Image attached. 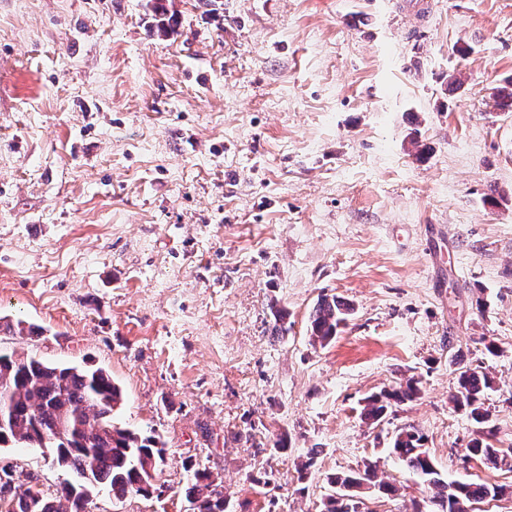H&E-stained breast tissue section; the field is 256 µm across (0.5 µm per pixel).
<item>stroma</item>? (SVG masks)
I'll use <instances>...</instances> for the list:
<instances>
[{"label":"stroma","mask_w":512,"mask_h":512,"mask_svg":"<svg viewBox=\"0 0 512 512\" xmlns=\"http://www.w3.org/2000/svg\"><path fill=\"white\" fill-rule=\"evenodd\" d=\"M410 2L166 0L165 37L150 0H0V320L43 330L0 351L103 367L115 423L166 449L150 497L101 486L87 512H192L196 469L232 512H319L369 460L398 492L367 512H412L408 424L446 480L505 486L472 512H512V469L463 462L479 429L448 402L459 354L512 447V0ZM324 295L354 311L320 346ZM4 464L47 496L67 478L43 448ZM420 394L418 381L411 378L400 382L378 394L369 396L365 401L364 417L372 424L383 421L388 409L393 405H401L413 401Z\"/></svg>","instance_id":"obj_1"}]
</instances>
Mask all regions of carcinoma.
<instances>
[{
	"instance_id": "cac0c4a2",
	"label": "carcinoma",
	"mask_w": 512,
	"mask_h": 512,
	"mask_svg": "<svg viewBox=\"0 0 512 512\" xmlns=\"http://www.w3.org/2000/svg\"><path fill=\"white\" fill-rule=\"evenodd\" d=\"M495 106L512 112V78L496 95ZM352 312V305L340 296L320 297L310 314V337L321 345L330 343ZM452 363L457 366V383L449 401L476 423H486L484 405L491 379L462 364L458 355ZM419 394L417 380L400 382L369 396L364 417L379 424L390 407L411 402ZM122 402V389L101 367L50 365L32 356L0 354V447L49 448L57 465L70 473L50 498L26 485L23 474L1 466L0 507L5 512H86L89 493L99 484L109 486L117 500L131 492L149 496L154 472L165 461L164 443L152 434L116 426L113 416ZM494 438L495 432L487 431L466 448V457L495 466L505 462L508 454L493 443ZM391 452L430 490L423 499L428 512H470L473 502L504 492L498 485L447 482L425 447L424 433L413 424L394 435ZM327 483L330 493L321 512H360L362 488L386 496L397 492L393 483L378 478L376 465L370 462L358 472L333 475ZM186 498L193 512L228 509L224 492L204 470L195 471Z\"/></svg>"
}]
</instances>
